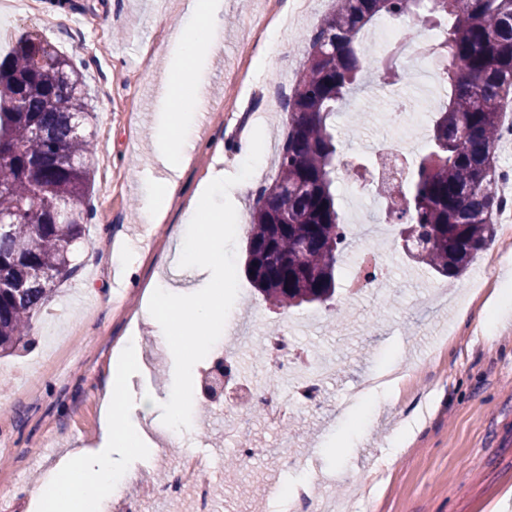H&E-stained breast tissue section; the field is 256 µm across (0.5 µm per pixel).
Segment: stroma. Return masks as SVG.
Here are the masks:
<instances>
[{"label":"stroma","instance_id":"35a3bbf8","mask_svg":"<svg viewBox=\"0 0 512 512\" xmlns=\"http://www.w3.org/2000/svg\"><path fill=\"white\" fill-rule=\"evenodd\" d=\"M40 17L22 9L0 17V31L18 37L37 29L60 52L83 65L88 114L83 130L90 142L93 217L80 244L78 272L63 281L52 304L58 328L47 341L48 324L35 320L20 354L0 358V485L11 512H38L29 488L60 460L74 441L96 445L100 396L112 351L126 332L141 342L140 370L127 387L129 403L154 388L164 408L173 385L172 358L156 344V323L140 318L129 326L122 305L147 309L144 286L162 276L159 260L171 230L180 225L185 203L217 170L235 175L250 150L255 127L266 149L247 189L231 188L240 230L235 253L243 255L256 188L277 174L276 154L288 128L284 99L304 71L310 37L332 13L336 0H307L305 12L289 17L290 0H224V44L204 67L207 86L195 128L197 147L181 181L182 192L163 223L153 225L141 253L143 263L123 278L109 263L114 246L136 241L139 197L146 181L159 177L151 140L161 116L157 100L166 68L169 33L183 20V0H38ZM368 70L347 105L336 114V133L346 153L379 138L427 144L410 123L389 127L391 93ZM337 205L343 223L372 225L369 245L387 257V282L378 297L348 295L338 288L323 304L277 309L264 302L245 270L224 332L193 373L196 411L182 444L164 447L165 434L153 418L142 424L160 454L127 461L139 481L155 483L184 452L210 457L216 469L237 461L232 481H218L217 512H275L267 481L311 482L314 502L328 499L349 512H503L512 494V304L501 306L493 325L469 334L460 330L461 310L481 307L470 285L488 272L476 256L459 279L436 276L411 262L397 228L374 212H359L345 190ZM307 321L292 331L295 351L308 360L332 362L317 406L297 418L270 423L251 409L238 418L232 437L224 419L202 395L205 371L227 370L220 381L226 402L247 401V382L280 381L267 359L258 357L283 321ZM392 366L408 374L401 391L383 398L353 400L360 382ZM427 403L428 414L403 450L394 438ZM52 454L33 465L42 449ZM294 467H286L288 458ZM309 481V480H308Z\"/></svg>","mask_w":512,"mask_h":512}]
</instances>
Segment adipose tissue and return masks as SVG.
Returning <instances> with one entry per match:
<instances>
[{
	"mask_svg": "<svg viewBox=\"0 0 512 512\" xmlns=\"http://www.w3.org/2000/svg\"><path fill=\"white\" fill-rule=\"evenodd\" d=\"M184 13L186 25L169 38L168 74L160 94L164 114L153 137L155 158L166 175L151 180L141 195L139 217L145 224L160 223L179 194L180 174L194 149L188 132L197 121L204 94L203 63L223 40L224 0H186ZM140 362L138 340H128L109 366L100 447L76 449L46 474L36 496L51 503L54 512H73L77 507L103 512L105 503L134 478L112 456V449L155 452L141 427L152 396L143 395L135 405L125 400L127 378Z\"/></svg>",
	"mask_w": 512,
	"mask_h": 512,
	"instance_id": "1",
	"label": "adipose tissue"
}]
</instances>
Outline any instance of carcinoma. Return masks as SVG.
<instances>
[{
    "instance_id": "obj_1",
    "label": "carcinoma",
    "mask_w": 512,
    "mask_h": 512,
    "mask_svg": "<svg viewBox=\"0 0 512 512\" xmlns=\"http://www.w3.org/2000/svg\"><path fill=\"white\" fill-rule=\"evenodd\" d=\"M407 0H336L310 39L304 74L288 101L278 175L254 199L245 265L263 299L288 308L325 303L336 293L345 224L336 209L340 144L336 112L358 88L357 36L381 17L398 18ZM449 19L438 44L450 89L429 151L405 178L414 262L462 275L493 238L499 206L497 153L505 132L501 102L512 95V0H434ZM81 71L46 39L21 35L0 58V356L31 335L63 278L77 270L75 248L90 215L89 141ZM69 209L67 224L59 212Z\"/></svg>"
}]
</instances>
